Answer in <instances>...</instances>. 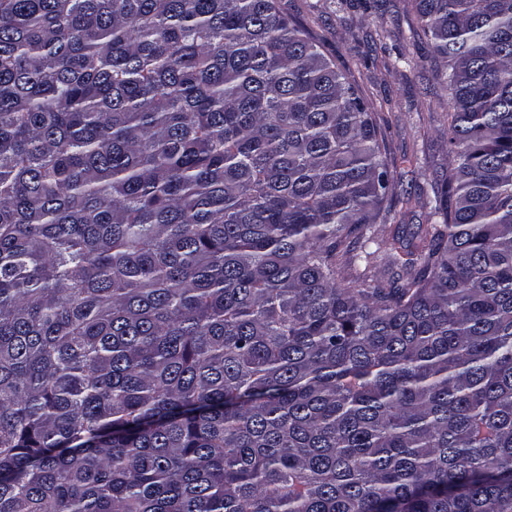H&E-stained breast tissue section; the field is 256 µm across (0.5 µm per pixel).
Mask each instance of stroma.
Wrapping results in <instances>:
<instances>
[{"instance_id":"stroma-1","label":"stroma","mask_w":512,"mask_h":512,"mask_svg":"<svg viewBox=\"0 0 512 512\" xmlns=\"http://www.w3.org/2000/svg\"><path fill=\"white\" fill-rule=\"evenodd\" d=\"M325 45L379 117L408 232L430 223L435 183L448 171L447 65L410 0H279Z\"/></svg>"}]
</instances>
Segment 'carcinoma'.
<instances>
[{"instance_id":"1","label":"carcinoma","mask_w":512,"mask_h":512,"mask_svg":"<svg viewBox=\"0 0 512 512\" xmlns=\"http://www.w3.org/2000/svg\"><path fill=\"white\" fill-rule=\"evenodd\" d=\"M414 8L409 237L277 0H0V512H512V0Z\"/></svg>"}]
</instances>
